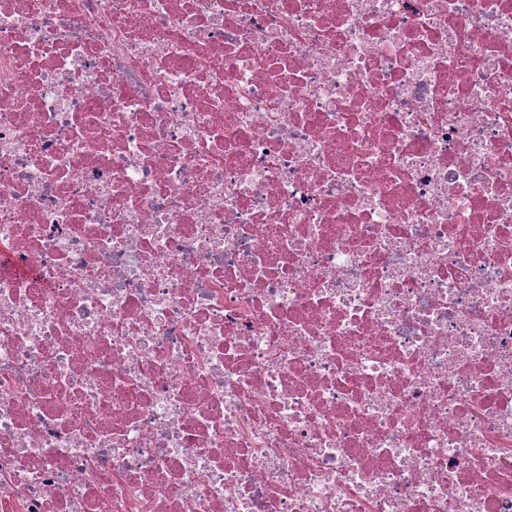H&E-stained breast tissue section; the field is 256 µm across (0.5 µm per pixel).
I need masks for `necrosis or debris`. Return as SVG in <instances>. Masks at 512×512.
Segmentation results:
<instances>
[{"label":"necrosis or debris","mask_w":512,"mask_h":512,"mask_svg":"<svg viewBox=\"0 0 512 512\" xmlns=\"http://www.w3.org/2000/svg\"><path fill=\"white\" fill-rule=\"evenodd\" d=\"M0 512H512V0H0Z\"/></svg>","instance_id":"obj_1"}]
</instances>
